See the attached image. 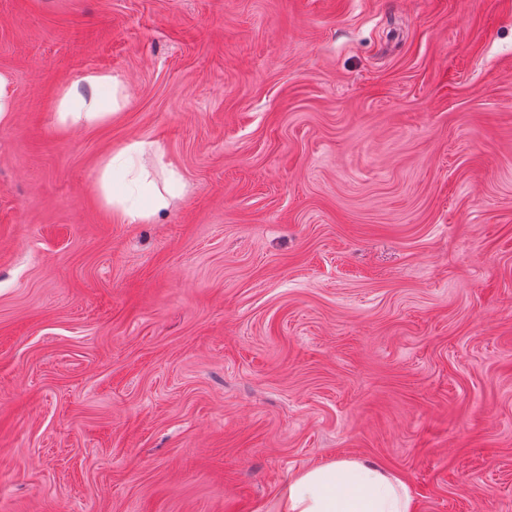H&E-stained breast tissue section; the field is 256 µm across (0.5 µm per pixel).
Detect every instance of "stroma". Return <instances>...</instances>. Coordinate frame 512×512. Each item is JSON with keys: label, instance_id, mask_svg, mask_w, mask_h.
<instances>
[{"label": "stroma", "instance_id": "1", "mask_svg": "<svg viewBox=\"0 0 512 512\" xmlns=\"http://www.w3.org/2000/svg\"><path fill=\"white\" fill-rule=\"evenodd\" d=\"M128 99L64 127L58 93ZM0 512H266L343 458L512 512V0H0ZM181 186L125 224L102 158ZM124 92L125 87L111 74L88 73L61 91L58 122L70 127L101 123L121 108L126 99ZM154 144L145 140H133L117 154H109L100 165L98 189L105 205L112 210L118 222L135 224L152 219L170 206L174 196L173 186L166 185L164 192L149 179V173L140 164L145 155L154 154ZM116 168L125 170L126 187L122 191L114 190L111 183ZM142 197H148L149 205L143 207Z\"/></svg>", "mask_w": 512, "mask_h": 512}]
</instances>
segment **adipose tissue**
Instances as JSON below:
<instances>
[{"mask_svg":"<svg viewBox=\"0 0 512 512\" xmlns=\"http://www.w3.org/2000/svg\"><path fill=\"white\" fill-rule=\"evenodd\" d=\"M125 88L111 74L92 72L65 86L57 119L65 126L101 123L119 110ZM153 143L134 140L100 165L98 189L118 222L152 219L170 205L172 187L158 188L141 163ZM124 169V190H114L111 176ZM268 512H417L406 483L382 466L354 458L336 460L297 472L276 494Z\"/></svg>","mask_w":512,"mask_h":512,"instance_id":"obj_1","label":"adipose tissue"}]
</instances>
